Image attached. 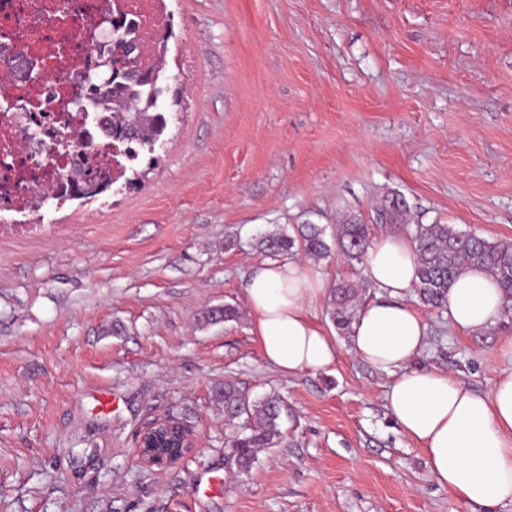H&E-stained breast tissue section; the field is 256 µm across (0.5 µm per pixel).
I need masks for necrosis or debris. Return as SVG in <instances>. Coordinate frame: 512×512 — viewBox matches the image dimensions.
I'll return each instance as SVG.
<instances>
[{
	"label": "necrosis or debris",
	"mask_w": 512,
	"mask_h": 512,
	"mask_svg": "<svg viewBox=\"0 0 512 512\" xmlns=\"http://www.w3.org/2000/svg\"><path fill=\"white\" fill-rule=\"evenodd\" d=\"M118 13L142 57L157 59L164 0H0V213L41 196L72 201L63 186L84 158L124 182L125 145L101 135L96 113L77 109L87 72L112 44L105 21ZM64 134L71 148L62 153Z\"/></svg>",
	"instance_id": "1"
}]
</instances>
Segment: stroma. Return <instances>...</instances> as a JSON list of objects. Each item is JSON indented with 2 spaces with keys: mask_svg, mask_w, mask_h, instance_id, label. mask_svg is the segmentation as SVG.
Segmentation results:
<instances>
[{
  "mask_svg": "<svg viewBox=\"0 0 512 512\" xmlns=\"http://www.w3.org/2000/svg\"><path fill=\"white\" fill-rule=\"evenodd\" d=\"M170 117L133 185L0 214V512H483L440 486L385 406L389 376L333 333L327 370L267 363L245 284L260 233L410 224L512 242V0H165ZM240 321L203 324L224 304ZM417 366L486 392L512 310L466 334L424 310ZM233 380L284 401L283 438L239 470ZM195 444L147 468L141 433ZM392 197L376 211L374 220L382 224H394L395 226L404 227L406 214L409 212L407 202L405 203L401 198ZM175 421L162 420L147 429L139 442V462L145 467H165L178 462L188 448L192 447L189 430L181 428ZM177 436L179 447H165Z\"/></svg>",
  "mask_w": 512,
  "mask_h": 512,
  "instance_id": "stroma-1",
  "label": "stroma"
}]
</instances>
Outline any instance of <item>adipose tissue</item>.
Instances as JSON below:
<instances>
[{"mask_svg": "<svg viewBox=\"0 0 512 512\" xmlns=\"http://www.w3.org/2000/svg\"><path fill=\"white\" fill-rule=\"evenodd\" d=\"M416 245L401 235L377 238L364 274L375 291L356 311L349 352L385 371L386 406L399 428L424 447L435 481L486 512L512 504V370L477 392L445 371L414 366L428 325L407 301L415 286ZM245 294L265 360L280 372H318L336 360V344L316 324L313 306L328 290L299 261L266 260L249 275ZM505 296L485 270L464 271L448 290V320L467 333L495 325Z\"/></svg>", "mask_w": 512, "mask_h": 512, "instance_id": "obj_1", "label": "adipose tissue"}]
</instances>
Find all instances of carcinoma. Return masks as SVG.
<instances>
[{"label": "carcinoma", "mask_w": 512, "mask_h": 512, "mask_svg": "<svg viewBox=\"0 0 512 512\" xmlns=\"http://www.w3.org/2000/svg\"><path fill=\"white\" fill-rule=\"evenodd\" d=\"M157 75L159 69L141 63L132 52L131 43L122 39L113 43L111 52L97 64L94 77L88 80L90 93L97 98V110L122 116L121 124L111 127L108 135L125 142L133 157L137 152L131 145L147 148L156 144L167 126L168 118L159 105L161 90L155 83ZM109 84L112 91L100 92L102 86ZM408 212L407 203L393 197L376 211L374 220L403 226ZM407 232L416 244L415 292L424 306L442 311L447 309L449 287L471 267L490 272L506 299L512 300L511 242L489 241L476 234L458 231L451 224H417ZM372 239L371 225L352 219L339 225L336 246L348 261L360 263L367 255ZM258 247L273 256L296 249L316 262L332 254L325 231L317 224H302L293 235L282 230L265 233L259 239ZM332 292L333 320L344 329L350 323L354 305L361 301L363 288L353 281L340 280L333 285ZM239 318L240 312L235 306L224 304L209 310L204 322ZM219 398L224 402V414L231 426L226 445L238 469L247 471L258 449L270 448L283 437L282 400L277 394L252 399L231 380L224 381Z\"/></svg>", "instance_id": "carcinoma-1"}]
</instances>
